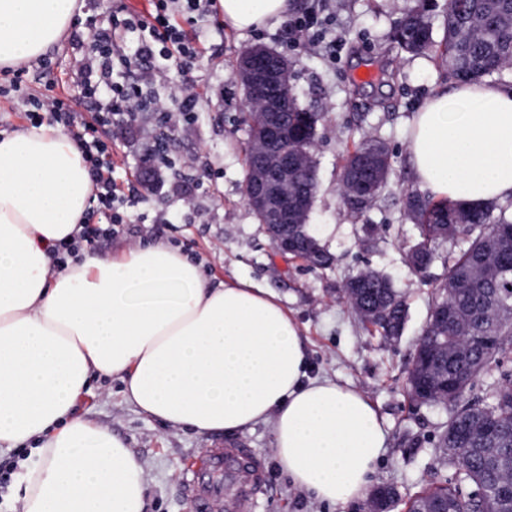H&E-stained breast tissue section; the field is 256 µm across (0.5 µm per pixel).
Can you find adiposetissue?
Instances as JSON below:
<instances>
[{
    "label": "adipose tissue",
    "mask_w": 512,
    "mask_h": 512,
    "mask_svg": "<svg viewBox=\"0 0 512 512\" xmlns=\"http://www.w3.org/2000/svg\"><path fill=\"white\" fill-rule=\"evenodd\" d=\"M246 34L290 0H220ZM79 0H0V69L61 43ZM407 152L420 191L466 207L512 201V88L461 82L415 112ZM93 200L77 145L46 125L0 131V455L28 451L21 512H145L140 461L109 428L75 416L95 379L199 435L267 423L293 485L332 505L363 498L386 436L360 391L310 376L301 330L273 291L211 282L187 254L148 241L55 268Z\"/></svg>",
    "instance_id": "adipose-tissue-1"
}]
</instances>
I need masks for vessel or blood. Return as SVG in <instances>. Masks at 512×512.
Returning <instances> with one entry per match:
<instances>
[{
    "label": "vessel or blood",
    "instance_id": "1",
    "mask_svg": "<svg viewBox=\"0 0 512 512\" xmlns=\"http://www.w3.org/2000/svg\"><path fill=\"white\" fill-rule=\"evenodd\" d=\"M261 478L260 468L235 446L211 449L189 486L194 512H246Z\"/></svg>",
    "mask_w": 512,
    "mask_h": 512
}]
</instances>
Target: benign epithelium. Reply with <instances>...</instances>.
<instances>
[{"instance_id":"benign-epithelium-1","label":"benign epithelium","mask_w":512,"mask_h":512,"mask_svg":"<svg viewBox=\"0 0 512 512\" xmlns=\"http://www.w3.org/2000/svg\"><path fill=\"white\" fill-rule=\"evenodd\" d=\"M283 67V61L270 50L255 45L242 50L237 76L241 83L260 94L278 84ZM263 106L262 112L245 113L249 123L257 117L264 120L261 136L250 145L251 192L246 207L249 212L261 216L264 230L279 253L310 264L317 257L319 242L312 236L299 234V229L309 223L310 209L305 207L308 190L292 188L294 173L304 157L279 150V143L292 135L288 125V95L282 93L266 98ZM379 184L377 173L369 183L351 176L342 183V194L352 191L360 199L375 191ZM465 389V381L454 379L424 397V401L449 404L460 398Z\"/></svg>"}]
</instances>
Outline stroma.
I'll list each match as a JSON object with an SVG mask.
<instances>
[{
    "label": "stroma",
    "mask_w": 512,
    "mask_h": 512,
    "mask_svg": "<svg viewBox=\"0 0 512 512\" xmlns=\"http://www.w3.org/2000/svg\"><path fill=\"white\" fill-rule=\"evenodd\" d=\"M417 3L292 0L290 15L320 8L333 15L332 55L320 46L291 42L285 23L242 36L225 27L223 12L213 13L207 50L190 64L195 118L186 123L175 113L165 122L150 109L123 133V145L112 158L131 185V223L127 232L97 247L115 254L143 239L166 241L200 263L213 281L236 276L276 292L301 327L311 375L355 388L374 405L386 448L373 484L395 490L400 504L394 512H406V503L419 491L452 483L459 472L457 460L437 446L449 407L414 402L407 387L413 353L445 277L444 259L456 246L452 240L439 242L437 259L422 276L404 263L418 237L416 224L403 213V199L415 189L406 150L409 123L434 90L454 83L437 53L413 56L392 41L397 21ZM252 45L286 57L300 99L323 115L312 149L318 193L309 224L335 258L330 269L311 271L277 253L242 201L247 103L236 80V61ZM71 59L69 43L51 47L27 69L29 92L43 90L50 81L56 93H65ZM369 136L387 145L391 170L382 194L357 215L341 203L340 176L346 153ZM366 224L378 229L368 245L362 242ZM362 269L389 277L402 291L408 315L398 337L381 336L343 298L345 281ZM77 412L111 428L140 460L146 512H193L186 480L208 448L225 439L262 463L254 512H364L363 500L334 506L292 485L273 453L268 425L227 438L173 429L126 405L119 384L109 380L93 382Z\"/></svg>",
    "instance_id": "stroma-1"
}]
</instances>
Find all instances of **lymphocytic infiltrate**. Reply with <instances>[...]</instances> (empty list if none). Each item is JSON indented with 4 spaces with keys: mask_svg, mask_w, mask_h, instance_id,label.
<instances>
[{
    "mask_svg": "<svg viewBox=\"0 0 512 512\" xmlns=\"http://www.w3.org/2000/svg\"><path fill=\"white\" fill-rule=\"evenodd\" d=\"M215 0H151L147 13L136 14L117 4L110 16L73 23L69 45L77 62L72 82L80 99L94 105L99 125L79 121L70 100L47 93L35 96L25 90L23 71H14L9 91L27 106L32 125L49 124L73 140L89 165L94 197L105 217L101 224H83L77 237L56 243L58 266L77 257L81 248L96 247L112 239L127 222L129 196L112 176V142L102 139L99 127L125 126L147 103L152 86L169 79L165 61L199 57ZM143 63L139 77H131L132 62Z\"/></svg>",
    "mask_w": 512,
    "mask_h": 512,
    "instance_id": "obj_1",
    "label": "lymphocytic infiltrate"
}]
</instances>
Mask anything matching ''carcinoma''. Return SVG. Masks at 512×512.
I'll use <instances>...</instances> for the list:
<instances>
[{
    "instance_id": "1",
    "label": "carcinoma",
    "mask_w": 512,
    "mask_h": 512,
    "mask_svg": "<svg viewBox=\"0 0 512 512\" xmlns=\"http://www.w3.org/2000/svg\"><path fill=\"white\" fill-rule=\"evenodd\" d=\"M427 3L408 12L393 32L398 46L412 54L439 47L451 74L459 81H480L492 77L512 65V4L509 0H448V22L440 44L433 40L432 27L426 17ZM292 65L283 69L282 87L291 92L292 111L288 121L295 127L293 144L311 154L321 113L302 104L291 84ZM378 156L390 161L388 147L376 137L361 140L345 158L343 169ZM407 216L418 224L419 238L415 245L426 247L430 260L436 259L434 244L443 239L448 224L464 222V244L448 256L446 282L439 285V297L434 306L452 305L461 320L460 334L466 342L435 322L427 324L428 344L416 350L408 386L413 399L433 386L437 376L464 377L469 381L484 376L493 380L490 399L475 406L455 410L439 434L438 444L448 448L450 432L461 425L469 435L470 452L464 472L455 483L432 486L423 490L408 504L407 512H419L423 504H446L448 512H512V498L501 494L503 483L512 480V370L505 368L504 359L512 352V321L502 319L497 326L499 338L485 340L486 323L479 317H469L476 310L482 290L494 288L500 310L512 316V253L503 248L485 250L484 226L493 224L502 239L512 234V215L507 208L491 204L483 208L464 207L448 199L438 201L419 194L407 196L404 203ZM470 280L482 279L476 288H462L446 295L448 282L461 276ZM357 295L354 307L379 309L393 307L391 315L377 322L378 331L385 336L399 334L406 318L402 295L390 287L381 275L361 271L356 274ZM500 423L503 429L487 434V427Z\"/></svg>"
}]
</instances>
